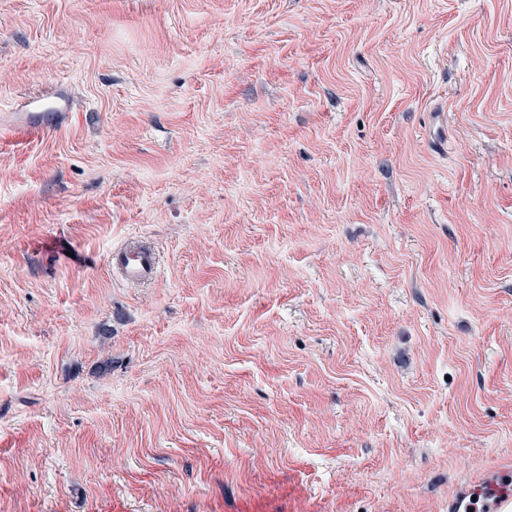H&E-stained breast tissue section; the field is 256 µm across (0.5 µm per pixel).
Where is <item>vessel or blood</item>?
Masks as SVG:
<instances>
[{
    "instance_id": "1",
    "label": "vessel or blood",
    "mask_w": 512,
    "mask_h": 512,
    "mask_svg": "<svg viewBox=\"0 0 512 512\" xmlns=\"http://www.w3.org/2000/svg\"><path fill=\"white\" fill-rule=\"evenodd\" d=\"M27 123L41 131L47 124L60 123L69 110L67 100L29 101ZM112 268L127 284L140 285L154 279L159 270L156 253L149 247L131 243L113 250L109 257ZM448 512H512V468L501 467L482 475L458 489L448 502Z\"/></svg>"
}]
</instances>
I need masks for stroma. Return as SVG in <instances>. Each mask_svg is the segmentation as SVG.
<instances>
[{"label": "stroma", "instance_id": "35a3bbf8", "mask_svg": "<svg viewBox=\"0 0 512 512\" xmlns=\"http://www.w3.org/2000/svg\"><path fill=\"white\" fill-rule=\"evenodd\" d=\"M57 92L0 135V512H448L512 459V0H0V113ZM46 98H33L27 103L29 112H27V123L33 130L43 131L47 123H60L69 112V103L63 98H52L46 101ZM47 106L49 108H47ZM112 270L127 284L140 285L154 279L159 270L156 253L149 247L130 243L112 251Z\"/></svg>", "mask_w": 512, "mask_h": 512}]
</instances>
